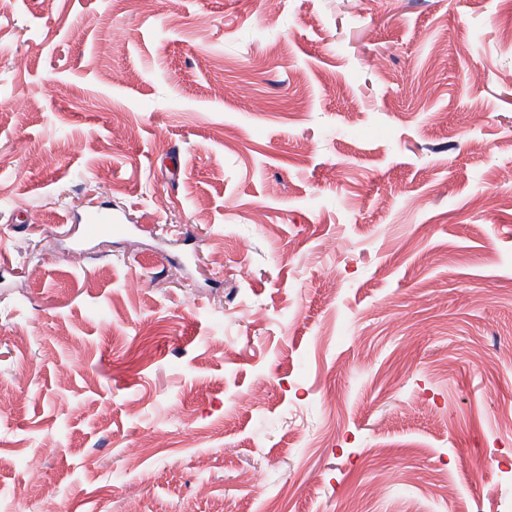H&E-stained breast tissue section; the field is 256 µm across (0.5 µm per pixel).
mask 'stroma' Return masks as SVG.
<instances>
[{
  "instance_id": "stroma-1",
  "label": "stroma",
  "mask_w": 512,
  "mask_h": 512,
  "mask_svg": "<svg viewBox=\"0 0 512 512\" xmlns=\"http://www.w3.org/2000/svg\"><path fill=\"white\" fill-rule=\"evenodd\" d=\"M509 28L512 0H10L11 512H264L255 467L279 512H512ZM85 207L135 230L83 240Z\"/></svg>"
}]
</instances>
